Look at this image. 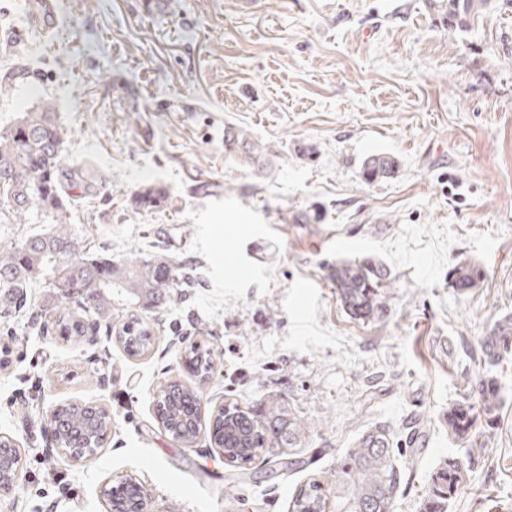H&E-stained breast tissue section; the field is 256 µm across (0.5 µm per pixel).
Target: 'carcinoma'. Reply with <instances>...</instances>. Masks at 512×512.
Returning a JSON list of instances; mask_svg holds the SVG:
<instances>
[{
    "label": "carcinoma",
    "mask_w": 512,
    "mask_h": 512,
    "mask_svg": "<svg viewBox=\"0 0 512 512\" xmlns=\"http://www.w3.org/2000/svg\"><path fill=\"white\" fill-rule=\"evenodd\" d=\"M478 2L486 0H448V17L468 14ZM63 143L64 129L56 123L50 101L35 112L24 113L13 127L0 132V211L20 224L35 208L48 224L18 245L0 248V310L6 312L21 304L31 282L48 272L54 291H60V284L65 283L69 291L64 297L77 299L101 321L120 322L129 305L147 308L177 291L187 276L179 262L163 255L114 262L89 251L80 254L68 249L76 242V230L69 223V190L80 181L91 192L95 184L87 170L63 161ZM224 146L238 164L249 168L265 153L245 130L233 127L224 130ZM397 167L395 157L372 154L364 160L361 175L372 183L392 177ZM18 172L27 173V178L17 179ZM166 201L161 187H148L131 197L133 207L144 211L157 210ZM329 277L350 316L370 321L383 312L388 272L381 263L369 258L341 260L330 269ZM483 280L482 270L474 265L461 263L453 271V286L462 292L482 287ZM117 293L121 303L115 306L112 296ZM57 326L63 336L75 335L82 328L65 311L59 314ZM119 338L128 354L138 355L151 346L153 328L146 319L133 315L121 322ZM482 353L490 365L512 355V315L500 318L483 337ZM189 359L203 377L212 369L205 349L192 347ZM471 389L474 395L450 402L443 413L448 435L467 445L466 459L450 455L434 468L421 512H448L465 483V463L489 453L480 440L479 428L496 421L506 393L489 374L479 375ZM200 402L192 389L170 385L161 390L156 411L173 439L189 443L197 437ZM53 421L61 437L86 447L110 425L104 413L94 416L85 405L65 406ZM309 433L310 425L286 401L268 397L247 407L224 408L214 421L211 437L229 461L247 464L267 448H299ZM396 446L388 426L366 428L343 454L336 472H323L298 487L291 498V512H326L331 506L338 512H393L402 479Z\"/></svg>",
    "instance_id": "cac0c4a2"
}]
</instances>
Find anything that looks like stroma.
<instances>
[{
    "label": "stroma",
    "instance_id": "stroma-1",
    "mask_svg": "<svg viewBox=\"0 0 512 512\" xmlns=\"http://www.w3.org/2000/svg\"><path fill=\"white\" fill-rule=\"evenodd\" d=\"M144 2L57 0L42 34L28 0H0V129L51 100L64 159L102 180L94 197L72 192L82 247L166 255L194 280L150 310L153 344L138 356L43 278L0 315V434L23 457L0 512H107L103 486L126 478L149 512H288L367 426L398 436L417 420L424 451L394 512H419L432 469L465 454L441 414L485 371L506 401L449 512H512V358L489 367L481 352L512 313V0L453 28L444 0ZM228 123L268 147L269 171L225 155ZM375 153L398 168L368 183ZM151 185L164 208H133ZM366 257L391 280L370 322L328 278ZM464 261L483 270L479 291L453 288ZM64 310L83 335L54 331ZM192 345L213 356L207 379L187 362ZM171 384L201 396L188 444L156 418ZM272 396L311 426L305 463L279 469L272 448L240 472L211 444L210 414ZM67 403L111 418L80 461L50 440V410Z\"/></svg>",
    "mask_w": 512,
    "mask_h": 512
}]
</instances>
